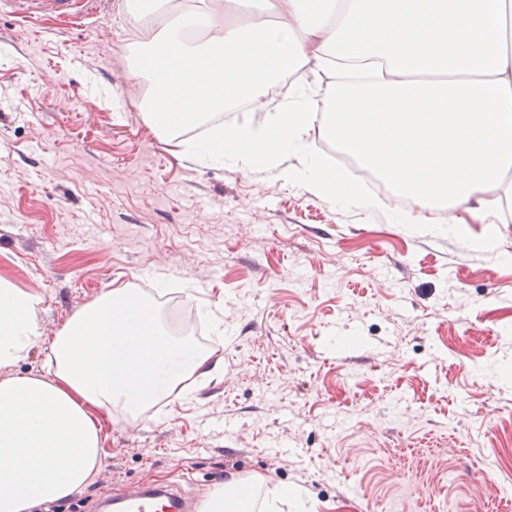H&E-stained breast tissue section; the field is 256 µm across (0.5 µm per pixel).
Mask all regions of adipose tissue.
I'll return each mask as SVG.
<instances>
[{"mask_svg":"<svg viewBox=\"0 0 512 512\" xmlns=\"http://www.w3.org/2000/svg\"><path fill=\"white\" fill-rule=\"evenodd\" d=\"M200 0L181 12L173 0H126L155 35L138 68L151 86L141 101L158 133L201 124L306 64L379 60L372 81L337 75L316 93L299 85L267 121L217 128L182 152L231 171L273 169L342 207L364 211L326 164L333 140L407 196L415 209H466L484 224L512 212V0ZM296 156L297 164L281 159ZM37 294L0 283V364L21 360L39 336ZM142 297L124 288L77 312L49 348L50 378L0 381V512L79 493L99 464L92 403L137 412L201 371L191 342L141 322Z\"/></svg>","mask_w":512,"mask_h":512,"instance_id":"ef3b65f1","label":"adipose tissue"}]
</instances>
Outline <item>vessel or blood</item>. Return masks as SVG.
I'll return each mask as SVG.
<instances>
[{"label": "vessel or blood", "instance_id": "1", "mask_svg": "<svg viewBox=\"0 0 512 512\" xmlns=\"http://www.w3.org/2000/svg\"><path fill=\"white\" fill-rule=\"evenodd\" d=\"M103 0H0V12L23 19L49 17L66 30L79 28L100 12ZM201 498L178 482L152 481L119 494L101 493L86 501V512H202Z\"/></svg>", "mask_w": 512, "mask_h": 512}]
</instances>
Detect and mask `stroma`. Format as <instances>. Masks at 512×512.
Returning a JSON list of instances; mask_svg holds the SVG:
<instances>
[{"label":"stroma","instance_id":"stroma-1","mask_svg":"<svg viewBox=\"0 0 512 512\" xmlns=\"http://www.w3.org/2000/svg\"><path fill=\"white\" fill-rule=\"evenodd\" d=\"M0 14V279L38 294L45 350L115 287L155 292L167 334L195 310L206 373L130 417L88 406L83 489L213 476L314 512H512V223L409 224L179 153L132 108L136 21ZM490 247H481L484 238Z\"/></svg>","mask_w":512,"mask_h":512}]
</instances>
